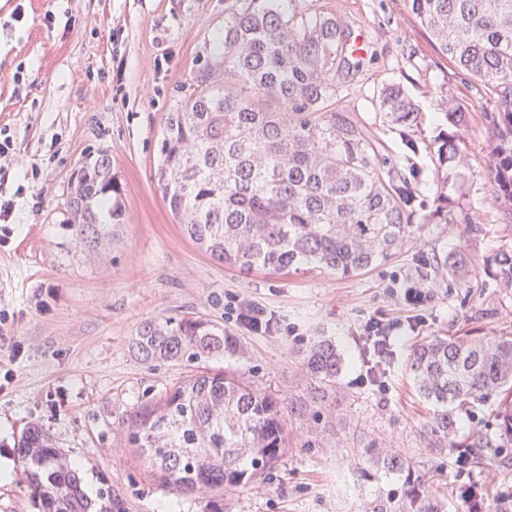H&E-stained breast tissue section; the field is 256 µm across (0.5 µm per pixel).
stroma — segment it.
<instances>
[{"label": "stroma", "instance_id": "35a3bbf8", "mask_svg": "<svg viewBox=\"0 0 512 512\" xmlns=\"http://www.w3.org/2000/svg\"><path fill=\"white\" fill-rule=\"evenodd\" d=\"M232 0H0V128L13 139L8 192L11 223L0 224V457L16 458L21 429L48 428L78 463L95 496L112 486L114 512H360L357 450L379 440L413 458L464 506L467 486L486 489L490 512H512V478L492 456L459 474L455 456L432 453L423 426L430 406L417 394L408 360L429 336L512 332V290L491 277L454 279L444 258L482 267L512 242V215L490 196L492 87L441 55L406 0H292L296 13L340 14L365 41L364 60L343 70L326 111L364 131L385 169L417 173L411 234L389 261L354 276L316 269L243 273L213 260L185 237L155 180L164 113L192 88L212 57ZM400 83L421 116L411 152L373 106ZM463 104L467 163L447 180L429 145L448 129L449 102ZM106 150L123 186L126 222L110 255L76 248L66 189L81 161ZM481 227L432 224L439 192ZM436 281L426 301L409 303L403 284L419 269ZM263 310L252 330L240 310ZM203 316L239 337L244 359L231 366L254 386L291 402L306 382L300 350L319 336L345 358L341 402L350 418L314 432L285 424L288 448L245 488L216 497L159 487L129 442L134 416L165 388L193 373L188 363H146L131 349L144 322ZM399 323L393 355L376 378L362 326L370 317Z\"/></svg>", "mask_w": 512, "mask_h": 512}]
</instances>
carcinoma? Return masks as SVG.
Returning <instances> with one entry per match:
<instances>
[{"label": "carcinoma", "instance_id": "obj_1", "mask_svg": "<svg viewBox=\"0 0 512 512\" xmlns=\"http://www.w3.org/2000/svg\"><path fill=\"white\" fill-rule=\"evenodd\" d=\"M439 51L464 74L490 85L492 201L512 215V0H407ZM214 57L196 87L165 114L157 184L183 234L211 257L243 272L288 273L303 266L356 275L387 261L410 235L411 180L383 174L368 140L352 126L311 119L329 99L353 50L334 16L299 15L285 0H237L214 37ZM224 72V84L214 74ZM411 151L419 112L403 88L387 85L378 100ZM468 112L448 107L450 131L429 145L452 171L463 166ZM122 185L104 150L83 162L68 184L67 218L75 246L97 253L125 223ZM439 224L481 228L462 212L448 218V196L435 201ZM512 288V246L499 247L482 268ZM150 363L200 364L236 358L238 338L201 317L155 319L131 339ZM308 396L283 407L270 394L226 372L205 369L176 383L144 408L129 442L146 456L155 480L173 491L206 489L214 496L244 487L272 469L286 444L283 422L312 428L348 418L335 402L344 362L329 339L303 351ZM410 370L431 406L428 447L457 453L469 466L512 449V334L435 336L414 348ZM492 400L494 430L474 425L457 436V413ZM18 459L42 512H112V486L99 505L83 494L82 477L50 432L28 424ZM357 481L369 487L363 512H449L451 500L427 471L392 448L364 449Z\"/></svg>", "mask_w": 512, "mask_h": 512}]
</instances>
